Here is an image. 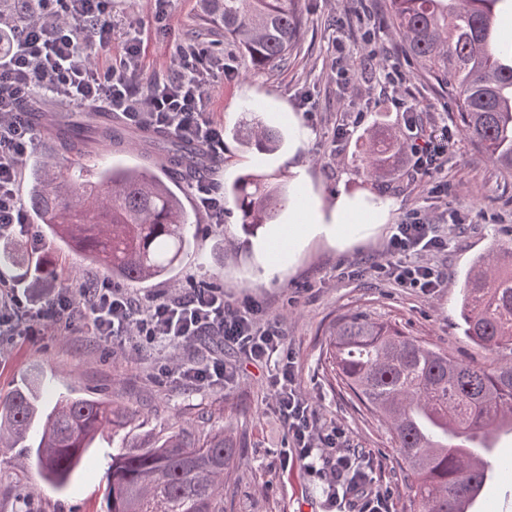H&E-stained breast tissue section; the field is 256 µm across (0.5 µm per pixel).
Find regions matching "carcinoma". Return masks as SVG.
Segmentation results:
<instances>
[{
    "label": "carcinoma",
    "instance_id": "carcinoma-1",
    "mask_svg": "<svg viewBox=\"0 0 512 512\" xmlns=\"http://www.w3.org/2000/svg\"><path fill=\"white\" fill-rule=\"evenodd\" d=\"M204 24L224 31L249 70L288 63L304 26L297 0H201ZM388 0L389 33L407 59L448 95L470 139L512 176V43L500 38L505 0ZM237 129L242 144L261 154L279 149L284 134L258 116ZM63 156L34 161L28 172V204L53 245H62L107 269L112 278L144 283L173 273L188 242L191 222L181 197L147 168L116 163L92 179L65 174L70 156L112 148L121 140L112 125L84 116L46 128ZM398 139L371 128L363 161L378 175L393 163ZM174 158L168 177L177 186L202 175L193 144L171 136L158 141ZM253 232L289 201L286 188L254 173L225 191ZM0 266L20 265L18 244L0 235ZM464 335L491 350H512V247L494 244L467 271L461 290ZM331 335L334 370L350 394L379 417L392 436L414 491L413 512H459L452 491L481 487V474L460 452L474 431L491 435L512 421V362L475 366L440 352L397 326L362 312L338 316ZM34 389L16 387L0 396V446L23 448L21 465L36 466L61 490L94 435L121 425L129 412L99 397L62 395L41 425L39 442L29 431L37 414ZM243 448L224 430L170 432L164 439L112 454L107 471V512H230L224 469Z\"/></svg>",
    "mask_w": 512,
    "mask_h": 512
}]
</instances>
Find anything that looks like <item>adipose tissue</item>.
I'll list each match as a JSON object with an SVG mask.
<instances>
[{
    "instance_id": "ef3b65f1",
    "label": "adipose tissue",
    "mask_w": 512,
    "mask_h": 512,
    "mask_svg": "<svg viewBox=\"0 0 512 512\" xmlns=\"http://www.w3.org/2000/svg\"><path fill=\"white\" fill-rule=\"evenodd\" d=\"M389 210V204L367 206L359 198L343 192L337 194L326 215L304 202L297 206L295 220L288 226V241L293 244L307 236L322 235L342 246L350 241L349 231L355 229L368 234L377 225L385 223Z\"/></svg>"
}]
</instances>
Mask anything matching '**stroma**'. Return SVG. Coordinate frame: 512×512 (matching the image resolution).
<instances>
[{
    "mask_svg": "<svg viewBox=\"0 0 512 512\" xmlns=\"http://www.w3.org/2000/svg\"><path fill=\"white\" fill-rule=\"evenodd\" d=\"M304 35L286 66L247 71L223 32L200 20V0H172L169 28L150 14L145 0H112L118 27L139 26L149 53L144 75L168 71L169 45L189 40L215 42V55L236 77L215 73L208 101L210 118L226 133L208 178L217 189L230 187L242 174L266 175L271 183L293 186L292 170L304 168L309 204L330 212L336 192L360 193L366 204L390 201L387 223L367 237L339 247L324 236L293 246L282 269L264 278L266 246L276 228L287 224L289 209L276 212L271 223L243 232L232 201L224 203L220 224L200 211L193 190L181 195L197 229L169 278L126 283L143 302L166 298L192 283L216 279L233 301L250 296L260 301L268 318L281 323L294 360L296 382L316 407L318 429L344 431L349 447L363 452L373 467L375 484L388 497L389 512H409L412 491L402 476L403 463L387 427L371 416L340 381L335 380L328 344L331 322L361 310L425 340L456 359L475 365L512 360V350H490L463 333L459 300L473 257L494 241H512V177L493 165L461 130L454 105L417 73L399 46L379 27L387 0H301ZM376 51L369 62L360 45ZM402 74L407 110L394 108L386 73ZM259 109L276 121L286 137L274 153L245 152L232 131ZM417 112L419 133L447 144L438 174L414 179L396 157L382 178L366 174L362 142L373 127L404 129L408 112ZM113 126L125 133L111 152L85 158L86 173L111 160L158 163L160 152H145L144 129L122 114L112 113ZM349 137L339 138L340 126ZM438 224L448 248L431 261L444 273L435 294L398 288L374 277L372 264L385 261L391 225L411 214ZM224 358L232 371L226 381L198 384L175 371L176 363L203 366ZM38 377L45 399L59 395L95 396L131 410L121 428L107 429L80 458L71 483L56 491L36 470L21 467L19 449L0 448V512H106L105 471L113 449L130 448L167 435L178 426L223 429L245 455L224 472V491L234 497L233 512H332L324 481L296 461L288 430L268 396V372L246 364L234 350L205 336L180 348L127 345L113 348L88 330L81 318L62 319L38 336H17L0 327V394L21 378ZM490 462L495 473L481 493L478 512H512V437L501 438Z\"/></svg>",
    "mask_w": 512,
    "mask_h": 512,
    "instance_id": "stroma-1",
    "label": "stroma"
}]
</instances>
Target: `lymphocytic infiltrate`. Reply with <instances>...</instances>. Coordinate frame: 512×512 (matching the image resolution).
I'll return each mask as SVG.
<instances>
[{
	"label": "lymphocytic infiltrate",
	"instance_id": "f902f5d3",
	"mask_svg": "<svg viewBox=\"0 0 512 512\" xmlns=\"http://www.w3.org/2000/svg\"><path fill=\"white\" fill-rule=\"evenodd\" d=\"M108 0H30L24 24L0 14V233L10 235L27 222L19 194L21 166L34 140L26 116L33 92L61 95L75 105H95L131 114L140 124L199 144L206 152L222 146L224 135L206 112L218 60L201 50L176 47L173 68L139 84L144 42L129 35L108 68L89 59V48L112 44ZM448 248L437 225L416 218L392 225L386 262L373 273L401 288L436 292L441 270L426 255ZM80 313L94 335L122 347L128 343L174 345L211 333L248 361L271 367L268 388L288 428L299 460L319 461L332 475L330 497L352 512H389L387 498L373 488L372 468L362 455L346 450L341 434L322 438L316 408L299 389L293 357L277 322L265 318L254 301L234 303L220 288L190 291L146 304L123 289L93 282L58 291L50 303L26 314L25 332L38 336L46 323Z\"/></svg>",
	"mask_w": 512,
	"mask_h": 512
}]
</instances>
